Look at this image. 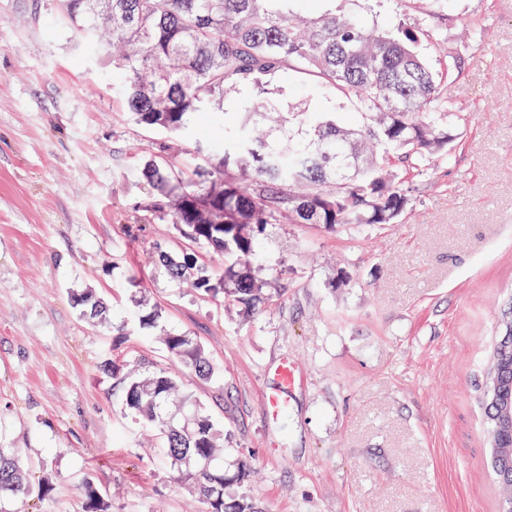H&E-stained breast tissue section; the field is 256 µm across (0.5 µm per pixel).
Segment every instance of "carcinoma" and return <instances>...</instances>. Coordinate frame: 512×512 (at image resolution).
Masks as SVG:
<instances>
[{
  "mask_svg": "<svg viewBox=\"0 0 512 512\" xmlns=\"http://www.w3.org/2000/svg\"><path fill=\"white\" fill-rule=\"evenodd\" d=\"M292 0H60L63 23L95 35L112 5V72L135 124L179 137L191 118L224 108L225 95L250 98L224 146L194 181L167 158L161 143L147 164L149 190L138 209L159 216L191 241L224 255L214 277L195 256L159 251L169 275L190 278L228 307L253 310L276 283L254 265L258 241L278 224H394L409 203L405 184L455 142L460 121L449 87L461 67L436 72L419 52L424 33L398 23L373 32L349 16L307 17ZM294 72L339 94L359 122L296 106L281 119L275 79ZM170 359L203 379L214 366L189 333L163 337ZM125 404L159 427L176 479L190 484L207 512H257L251 498L227 489L251 475L242 460L226 467V449L212 420L191 403L172 375L143 376L114 362ZM32 474L15 448H0V502L23 500ZM502 512H512V480L496 475ZM81 512H109L84 483Z\"/></svg>",
  "mask_w": 512,
  "mask_h": 512,
  "instance_id": "cac0c4a2",
  "label": "carcinoma"
}]
</instances>
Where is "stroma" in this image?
Wrapping results in <instances>:
<instances>
[{"instance_id": "stroma-1", "label": "stroma", "mask_w": 512, "mask_h": 512, "mask_svg": "<svg viewBox=\"0 0 512 512\" xmlns=\"http://www.w3.org/2000/svg\"><path fill=\"white\" fill-rule=\"evenodd\" d=\"M299 8L432 31L431 63L460 61L450 95L461 120L451 157L411 184L406 220L272 229L257 265L282 291L250 311L225 309L153 258L187 246L136 210L143 164L166 136L132 124L105 38L62 26L58 0H0V447L54 475L33 512H80L86 481L111 512H205L100 368L169 367L162 336L181 332L216 368L207 381L181 370V385L251 465L234 491L260 512H500L477 386L512 303V0ZM277 90L356 121L301 75ZM246 98L226 95L204 134L172 144L174 163L205 165ZM82 291L99 298L97 316L72 304ZM154 309L156 327L140 326ZM284 356L299 374L276 421L265 372Z\"/></svg>"}]
</instances>
